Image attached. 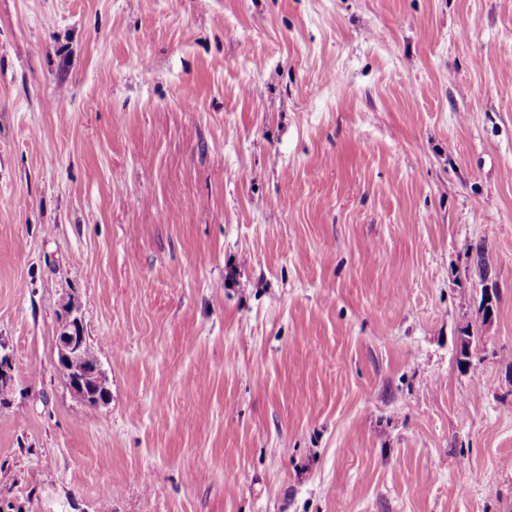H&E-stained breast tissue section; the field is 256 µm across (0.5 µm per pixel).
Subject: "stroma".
Here are the masks:
<instances>
[{
    "mask_svg": "<svg viewBox=\"0 0 512 512\" xmlns=\"http://www.w3.org/2000/svg\"><path fill=\"white\" fill-rule=\"evenodd\" d=\"M0 512H512V0H0ZM83 326L78 316L70 315L66 328L59 336V365L68 374L69 384L74 393L84 402L98 403L107 397L98 362L86 363L82 371L74 370V362L83 355L88 361L97 360L87 348Z\"/></svg>",
    "mask_w": 512,
    "mask_h": 512,
    "instance_id": "stroma-1",
    "label": "stroma"
}]
</instances>
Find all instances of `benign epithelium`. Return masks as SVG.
Instances as JSON below:
<instances>
[{
    "label": "benign epithelium",
    "instance_id": "7a95c632",
    "mask_svg": "<svg viewBox=\"0 0 512 512\" xmlns=\"http://www.w3.org/2000/svg\"><path fill=\"white\" fill-rule=\"evenodd\" d=\"M85 345L81 320L72 314L59 336V365L68 374L70 387L81 400L98 403L107 397L100 365L87 363L82 370H75L74 362L83 357Z\"/></svg>",
    "mask_w": 512,
    "mask_h": 512
}]
</instances>
